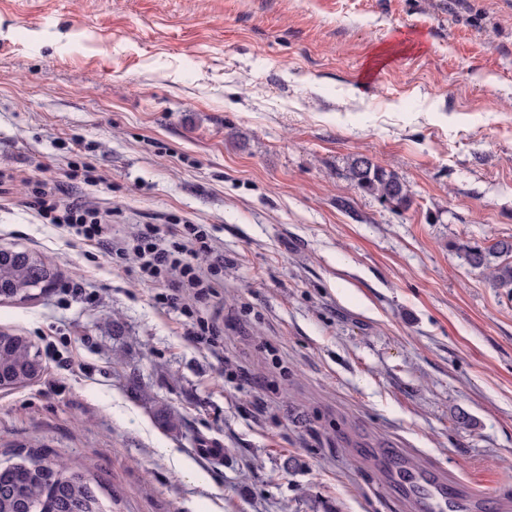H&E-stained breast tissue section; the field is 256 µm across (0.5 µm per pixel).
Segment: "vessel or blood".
I'll list each match as a JSON object with an SVG mask.
<instances>
[{
    "instance_id": "vessel-or-blood-1",
    "label": "vessel or blood",
    "mask_w": 512,
    "mask_h": 512,
    "mask_svg": "<svg viewBox=\"0 0 512 512\" xmlns=\"http://www.w3.org/2000/svg\"><path fill=\"white\" fill-rule=\"evenodd\" d=\"M383 467L389 479L402 484L419 512H446L460 506L462 499L455 481L430 471H409L404 463L384 456Z\"/></svg>"
}]
</instances>
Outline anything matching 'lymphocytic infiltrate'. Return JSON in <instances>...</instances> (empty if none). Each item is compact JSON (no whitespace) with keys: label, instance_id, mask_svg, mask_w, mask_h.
Returning <instances> with one entry per match:
<instances>
[{"label":"lymphocytic infiltrate","instance_id":"f902f5d3","mask_svg":"<svg viewBox=\"0 0 512 512\" xmlns=\"http://www.w3.org/2000/svg\"><path fill=\"white\" fill-rule=\"evenodd\" d=\"M30 198L47 223L57 225L85 245L104 249L109 258L134 260L142 279L163 283L166 291L159 294V303L180 308L190 319L187 334L193 342L209 346L220 342L218 324L196 315L192 304L183 301L187 291L194 302L207 301L219 286L217 274L224 259L209 244L205 228L187 224L177 234L173 229L149 224L130 239L116 240L111 224L92 204L62 203L56 188L43 182L33 187Z\"/></svg>","mask_w":512,"mask_h":512}]
</instances>
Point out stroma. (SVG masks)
Here are the masks:
<instances>
[{
  "instance_id": "35a3bbf8",
  "label": "stroma",
  "mask_w": 512,
  "mask_h": 512,
  "mask_svg": "<svg viewBox=\"0 0 512 512\" xmlns=\"http://www.w3.org/2000/svg\"><path fill=\"white\" fill-rule=\"evenodd\" d=\"M358 154L409 208L351 183ZM0 171V247L57 274L0 300L45 365L0 389V459L112 512H416L377 466L398 448L512 512V295L456 250L512 240V0H0ZM25 178L121 237L205 225L219 345Z\"/></svg>"
}]
</instances>
